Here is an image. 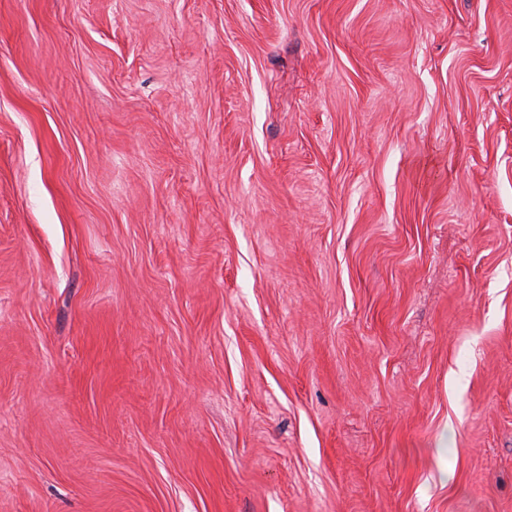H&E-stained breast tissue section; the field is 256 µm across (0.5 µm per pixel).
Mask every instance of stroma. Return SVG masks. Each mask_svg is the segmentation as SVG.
<instances>
[{
  "instance_id": "1",
  "label": "stroma",
  "mask_w": 512,
  "mask_h": 512,
  "mask_svg": "<svg viewBox=\"0 0 512 512\" xmlns=\"http://www.w3.org/2000/svg\"><path fill=\"white\" fill-rule=\"evenodd\" d=\"M0 512H512V0H0Z\"/></svg>"
}]
</instances>
